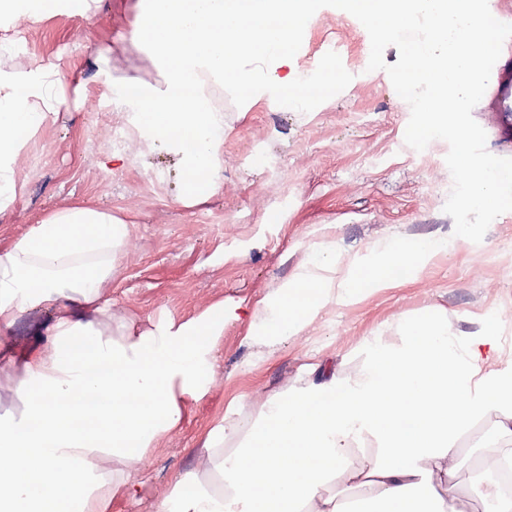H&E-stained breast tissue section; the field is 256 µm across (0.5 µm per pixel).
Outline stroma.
Returning <instances> with one entry per match:
<instances>
[{
    "mask_svg": "<svg viewBox=\"0 0 512 512\" xmlns=\"http://www.w3.org/2000/svg\"><path fill=\"white\" fill-rule=\"evenodd\" d=\"M137 21L138 0H99L89 11L63 10L35 24L0 19V37L16 27L22 32L19 53L0 48V69L53 66L65 88L19 162L23 188L0 216V240L72 205L107 208L135 227L105 290L113 314L141 330L197 319L219 302L227 313L214 381L201 396L183 399L181 429L155 444L135 477V497L115 496L105 512H152L159 489L177 492L192 475L206 481L197 451L223 417L257 424L263 399L286 393L298 379L319 381L330 367L357 370L366 338L398 335L400 323L424 309H436L449 332L463 338L500 318L503 352L493 367H512V211L491 223L482 242H460L414 280L351 305H329L305 333L263 359L247 335V313L299 272L315 242L331 243L347 259L392 236L453 235L454 221L443 211L452 185L449 146L438 141L418 152L406 145L410 107L386 71L368 70L366 29L348 12L324 7L307 23L290 67L307 72L332 48L352 74L350 84L308 113L265 92L240 107L225 101L223 187L205 200L183 199L180 159L163 145L136 144L123 169L102 163L113 128L127 120L113 85L162 80L155 58L130 43ZM104 45L111 49L106 65L96 54ZM51 316L48 308L21 314L11 330L0 331V356L41 350ZM458 448L453 492L469 499L478 483L472 453L500 455L512 440L489 411Z\"/></svg>",
    "mask_w": 512,
    "mask_h": 512,
    "instance_id": "1",
    "label": "stroma"
}]
</instances>
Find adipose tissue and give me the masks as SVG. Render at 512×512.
<instances>
[{
	"mask_svg": "<svg viewBox=\"0 0 512 512\" xmlns=\"http://www.w3.org/2000/svg\"><path fill=\"white\" fill-rule=\"evenodd\" d=\"M59 93L52 67L0 71V214L16 197L17 162ZM132 235L111 212L75 205L0 248V328L31 309L54 311L45 350L0 360V386L22 406L18 419L0 418V512H100L113 496H131L149 449L180 427L181 397L199 396L213 378L223 305L138 331L104 300L114 256ZM452 247L445 238L393 236L347 261L310 248L302 269L251 308L248 333L273 357L329 305L395 287ZM400 333L396 342L366 340L363 367L345 377L330 373L269 397L249 429L220 421L199 458L222 489L185 479L179 496L157 494L154 512H348L354 502L360 512H460L449 487L461 433L494 410L512 437V371H481L500 357L498 322L464 340L428 310ZM229 433L239 442L228 454ZM366 443L379 459L353 465Z\"/></svg>",
	"mask_w": 512,
	"mask_h": 512,
	"instance_id": "obj_1",
	"label": "adipose tissue"
}]
</instances>
